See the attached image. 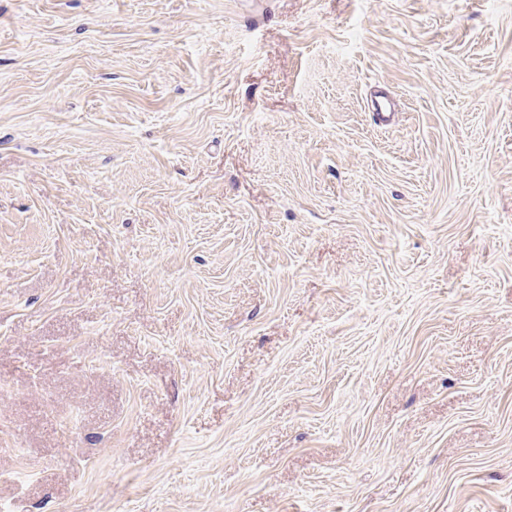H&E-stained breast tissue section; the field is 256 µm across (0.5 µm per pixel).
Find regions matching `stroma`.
Instances as JSON below:
<instances>
[{
	"mask_svg": "<svg viewBox=\"0 0 512 512\" xmlns=\"http://www.w3.org/2000/svg\"><path fill=\"white\" fill-rule=\"evenodd\" d=\"M0 512H512V0H0Z\"/></svg>",
	"mask_w": 512,
	"mask_h": 512,
	"instance_id": "35a3bbf8",
	"label": "stroma"
}]
</instances>
